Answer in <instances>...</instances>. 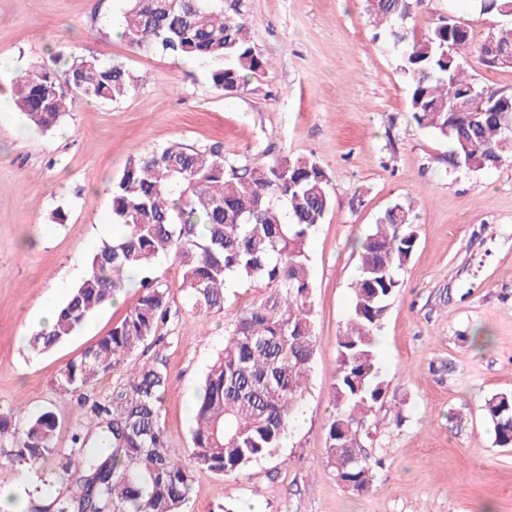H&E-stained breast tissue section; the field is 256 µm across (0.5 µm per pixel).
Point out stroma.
I'll list each match as a JSON object with an SVG mask.
<instances>
[{
  "instance_id": "stroma-1",
  "label": "stroma",
  "mask_w": 512,
  "mask_h": 512,
  "mask_svg": "<svg viewBox=\"0 0 512 512\" xmlns=\"http://www.w3.org/2000/svg\"><path fill=\"white\" fill-rule=\"evenodd\" d=\"M244 21L264 72L233 92L213 87L212 64L142 53L120 38L123 0H0V96L32 64L57 53L94 52L123 63L140 83L118 103L80 101L51 132L18 131L0 118V413L52 411L55 446L112 390L115 373L85 394L58 388V372L108 334L137 302L89 318L48 352L20 345L45 303L62 304L112 225L113 178L130 157L172 143L219 147L227 162L259 167L305 156L324 168L336 204L310 240L317 352L300 415L278 453L234 477L197 474L190 512H512V448L497 447L485 399L512 391V163L484 171L449 166L448 144L417 126L409 84L365 0H222ZM454 15L470 32L469 74L512 90V69L482 66L477 47L507 23L470 0H425L424 32ZM397 203L416 214L417 241L376 330L388 384L365 417L373 482L358 493L327 467L336 338L345 329L359 263L354 247ZM64 223H56L57 213ZM153 276L171 286L160 333L168 360L161 417L172 456L187 460L191 405L224 330L260 293L230 287L221 311L198 314L164 261ZM68 474L55 457L0 472V496L48 505Z\"/></svg>"
}]
</instances>
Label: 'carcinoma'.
Returning <instances> with one entry per match:
<instances>
[{
  "label": "carcinoma",
  "instance_id": "carcinoma-1",
  "mask_svg": "<svg viewBox=\"0 0 512 512\" xmlns=\"http://www.w3.org/2000/svg\"><path fill=\"white\" fill-rule=\"evenodd\" d=\"M399 58L417 125L451 142L448 162L479 171L512 158V92L465 74L468 28L450 18L421 36L409 27L424 0H367ZM480 11L512 18V0H478ZM121 34L138 51L173 59L205 58L218 90H236L266 62L245 25L213 0H126ZM512 28L487 38L479 59L501 67ZM138 80L119 62L92 53L34 64L16 82L14 105L42 131L56 127L76 99L120 102ZM117 233L88 260L86 275L60 306L51 333L32 347L48 351L73 335L126 288L124 273H143L161 257L180 270L179 287L198 312L224 309L227 282L262 291L224 331V348L197 392L189 463L173 458L160 406L168 387L167 357L158 343L170 313V285L142 281L143 292L109 334L61 370L57 385L81 392L112 370V393L93 404L86 427L71 436L77 460L71 491L47 512H185L195 475L230 476L274 456L299 409L316 351L310 296L309 237L335 205L323 167L307 157L262 167H236L211 147L170 144L132 156L112 181ZM412 209L396 203L357 242L360 265L349 324L336 339L337 364L328 422L327 465L336 481L363 491L372 468L362 452L361 417L383 401L388 384L376 366L374 330L385 303L401 288L399 271L416 246ZM153 349L139 359V351ZM485 418L500 448H512V393L491 396ZM58 421L50 411L18 428L0 416V447L14 467L55 453Z\"/></svg>",
  "mask_w": 512,
  "mask_h": 512
}]
</instances>
